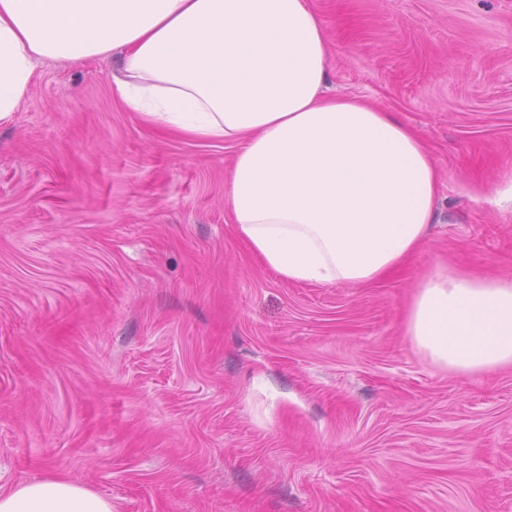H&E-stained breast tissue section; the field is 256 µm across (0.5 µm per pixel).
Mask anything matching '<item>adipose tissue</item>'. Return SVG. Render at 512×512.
Wrapping results in <instances>:
<instances>
[{"label": "adipose tissue", "instance_id": "ef3b65f1", "mask_svg": "<svg viewBox=\"0 0 512 512\" xmlns=\"http://www.w3.org/2000/svg\"><path fill=\"white\" fill-rule=\"evenodd\" d=\"M121 53L112 95L147 125L238 146L227 202L247 247L309 284L364 285L435 220L439 177L411 128L361 96L327 94L330 51L309 0H0V125L36 64ZM430 364L512 365V280L435 268L406 314ZM0 512H112L66 477L0 488Z\"/></svg>", "mask_w": 512, "mask_h": 512}]
</instances>
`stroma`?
Listing matches in <instances>:
<instances>
[{
  "instance_id": "obj_1",
  "label": "stroma",
  "mask_w": 512,
  "mask_h": 512,
  "mask_svg": "<svg viewBox=\"0 0 512 512\" xmlns=\"http://www.w3.org/2000/svg\"><path fill=\"white\" fill-rule=\"evenodd\" d=\"M329 87L413 128L431 231L358 286L279 276L226 198L236 146L147 127L119 55L39 62L0 125V487L113 512H512V367L406 335L439 265L512 279V0H309ZM0 512H112V500L66 477L0 488Z\"/></svg>"
}]
</instances>
